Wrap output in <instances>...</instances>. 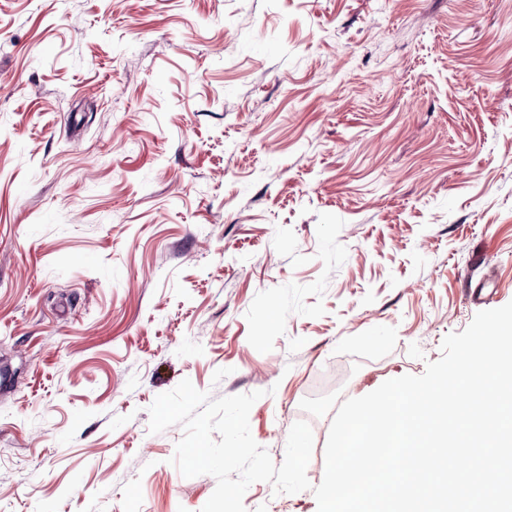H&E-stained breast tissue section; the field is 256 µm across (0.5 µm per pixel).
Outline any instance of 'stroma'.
Masks as SVG:
<instances>
[{
	"instance_id": "1",
	"label": "stroma",
	"mask_w": 512,
	"mask_h": 512,
	"mask_svg": "<svg viewBox=\"0 0 512 512\" xmlns=\"http://www.w3.org/2000/svg\"><path fill=\"white\" fill-rule=\"evenodd\" d=\"M511 301L512 0H0V512H201L185 379L262 391L274 463L307 422L313 487L345 399Z\"/></svg>"
}]
</instances>
